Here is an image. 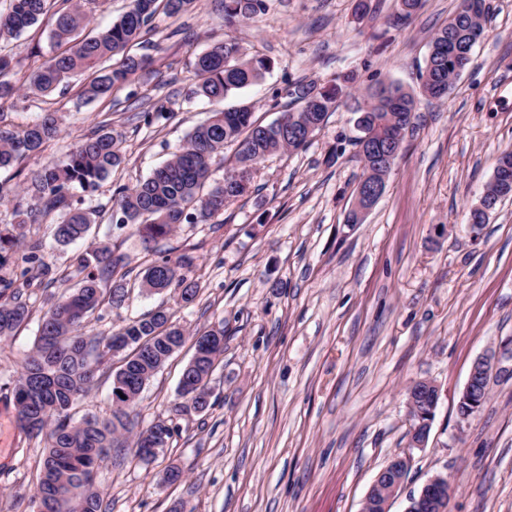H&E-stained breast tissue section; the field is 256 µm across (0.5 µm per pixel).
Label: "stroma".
<instances>
[{
    "label": "stroma",
    "mask_w": 512,
    "mask_h": 512,
    "mask_svg": "<svg viewBox=\"0 0 512 512\" xmlns=\"http://www.w3.org/2000/svg\"><path fill=\"white\" fill-rule=\"evenodd\" d=\"M458 0H424L410 24H394L399 0H268L251 26L225 29L219 0H194L175 19H157L154 60L111 96L85 100V76L65 89L0 104L8 123L57 113L59 134L41 153L0 170L12 190L59 160L101 123L120 135L125 162L93 196L100 215L86 241H51L61 213L31 230L46 238L44 258L70 264L87 243L119 244L131 272L122 308L90 319L86 331L108 333L158 305L194 335L220 324L224 356L214 371L207 411L181 409L177 395L192 353L184 347L147 384L131 413L140 426L174 425L150 465L116 448L98 475L105 512H361L378 473L395 457L411 464L388 512L437 474L454 488L448 512H512V199L492 212L479 238L466 222L512 147V0H489L488 35L444 100H422L387 187L365 223L346 215L362 173L356 159V94L378 81L417 88L438 29ZM232 40L273 67L264 80L219 102L194 98L192 61L214 40ZM15 82L48 57L45 23L11 39ZM352 75L306 150L267 158L251 191L210 224H184L159 240L158 252H189L201 286L196 301L175 305L170 293L142 291L150 262L137 234L112 224L116 185H136L170 157L211 112L240 102L258 122L276 120L301 79ZM164 107L144 125L138 115ZM61 281L29 289L28 325L0 342V372L12 373L33 345L43 312L71 288ZM495 352L499 371L482 412L468 420L457 403L474 360ZM433 380L441 397L426 447H411L406 391ZM0 512H32L42 448L17 427L0 400ZM178 467L181 481L163 475Z\"/></svg>",
    "instance_id": "35a3bbf8"
}]
</instances>
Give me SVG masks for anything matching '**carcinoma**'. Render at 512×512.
Masks as SVG:
<instances>
[{
  "label": "carcinoma",
  "instance_id": "obj_1",
  "mask_svg": "<svg viewBox=\"0 0 512 512\" xmlns=\"http://www.w3.org/2000/svg\"><path fill=\"white\" fill-rule=\"evenodd\" d=\"M98 0H9L0 11V40L19 36L41 18L49 17L48 40L56 49L26 79L21 89L6 76L12 57L0 52V102L17 99L28 92L51 93L66 86L77 73H90L83 95L100 98L124 87L137 73L148 68L147 55L129 53L156 33L159 14L178 16L194 0H130L128 9L112 24L88 31L93 4ZM468 9L456 8L448 23L431 40L430 53L420 74L418 89L380 81L355 98V111L362 115L365 131L356 137L362 176L377 177L378 159L371 142L397 144L414 126L419 99L448 97L466 69L471 56L455 58L450 48L477 45L486 36L487 4L470 0ZM396 23L412 22L423 0H401ZM267 0H224V23L228 26L255 23L266 14ZM120 56L110 69L100 67L105 59ZM196 83L191 94L208 100H224L231 93L260 83L272 68L262 54L243 58L236 43L213 41L193 62ZM351 82L350 76L327 85L298 81L288 90L290 108L281 113L282 124L262 125L254 119V106L241 104L214 112L197 125L165 163L156 167L133 187L119 185L112 193V223L119 229L133 227L146 251L157 239L169 236L181 224H207L251 189L258 166L281 152L303 150L321 129L329 112ZM59 133L52 112L21 126L0 124V169L13 161L37 154ZM239 149L233 166L218 182H209L214 159L228 143ZM125 162L119 134L102 124L70 146L65 158L37 171L24 189L33 204L15 207L13 221L0 224V267L4 254L20 258L13 277L0 278V339L8 338L28 323L31 310L22 300V290L33 283L47 286L65 281L69 274L44 260L43 239L27 236L21 229L38 223V217L65 212L54 225L53 237L60 245L84 239L96 223L95 206L77 207L72 201L77 188L92 193L100 182ZM506 167L507 185L489 182L486 196L494 199L505 188L512 191V150L501 152L494 170ZM195 257L181 253L165 255L146 267L141 281L153 293L174 288L176 302L191 304L199 282L190 276ZM127 257L108 245H91L72 257L77 287L61 295L41 317L31 351L25 355L16 376L3 384L10 391L17 425L29 440L45 442L44 455L32 512H102L95 488L97 471L112 449L121 448L134 436V453L151 462L167 446L173 428L159 421L135 431L130 414L147 382L186 342V332L162 306L130 321L106 335L85 333L88 319L106 307L118 309L128 299ZM109 282L110 288L101 284ZM224 354V323L195 338L194 354L183 370L178 395L202 413L210 406L205 378ZM114 377L112 414L101 418L86 413L76 418L74 408L106 373Z\"/></svg>",
  "mask_w": 512,
  "mask_h": 512
}]
</instances>
